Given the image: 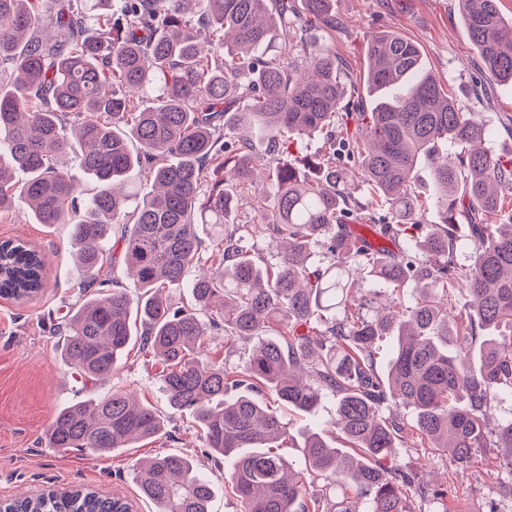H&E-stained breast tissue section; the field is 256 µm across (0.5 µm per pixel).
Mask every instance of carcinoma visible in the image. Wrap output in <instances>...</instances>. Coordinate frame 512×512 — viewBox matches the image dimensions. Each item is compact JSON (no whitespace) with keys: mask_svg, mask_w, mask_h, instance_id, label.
Listing matches in <instances>:
<instances>
[{"mask_svg":"<svg viewBox=\"0 0 512 512\" xmlns=\"http://www.w3.org/2000/svg\"><path fill=\"white\" fill-rule=\"evenodd\" d=\"M333 0H0V211L22 208L38 224H68L87 294L65 324L63 351L95 384L131 343L153 354L167 405L198 423L205 448L224 463L240 512H410L415 474L398 465L410 427L426 448L462 468L480 448H504L512 479V418L491 429L488 407L512 393V156L482 147L484 124L459 110L423 70L421 52L393 32L367 43L369 112L338 114L346 95L335 51L306 56L297 31L336 29ZM483 80L512 84V19L498 0H459ZM152 92L153 105L134 95ZM255 125V142L239 133ZM320 132L327 157L291 158L287 139ZM467 146L456 156L441 145ZM80 148L78 161L98 190L82 199L55 154ZM358 156L368 204L348 191L344 159ZM430 169L440 223L426 231L423 257L375 248L347 224L363 217L384 236L420 224L412 184ZM268 167L267 187L250 207L269 237L287 243L273 261L252 259L249 230L222 231L218 267L203 224H234L243 193ZM147 173L155 192L131 204L123 184ZM470 231L471 263H455L460 228ZM121 226L117 249L139 287L104 284L102 242ZM328 261L315 262L316 247ZM361 263L384 288L416 284L415 304L368 317L355 304ZM46 257L18 239L0 242V297L38 296ZM470 303L448 314L456 284ZM188 289V308L163 291ZM254 339L239 371L205 354L213 331ZM394 339L378 372L376 344ZM314 409L336 396L348 449L322 431L305 440L300 471L277 453L288 435L278 408L257 397ZM412 423L383 416L389 403ZM164 419L113 385L95 400L68 406L49 425L50 448L107 455L158 436ZM141 496L154 512H210L213 481L180 455L134 464ZM323 482V500L310 487ZM0 512H126L118 499L78 488L0 505Z\"/></svg>","mask_w":512,"mask_h":512,"instance_id":"1","label":"carcinoma"}]
</instances>
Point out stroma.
I'll use <instances>...</instances> for the list:
<instances>
[{"label": "stroma", "instance_id": "1", "mask_svg": "<svg viewBox=\"0 0 512 512\" xmlns=\"http://www.w3.org/2000/svg\"><path fill=\"white\" fill-rule=\"evenodd\" d=\"M333 7L335 29L314 26L301 38L310 54L334 48L343 62L347 99H354L355 88L365 84L368 35L395 31L418 46L423 68L453 94L461 111L473 113L486 125L488 147L512 151V84L475 89L480 61L457 0H334ZM0 238L25 240L48 260L47 286L40 295L20 303L0 298V500L33 497L47 488H89L126 498L136 512H148L131 472L133 461L178 454L193 459L217 487L212 512H239L237 498L225 487L223 471L208 459L192 418L170 412L158 368L140 345L119 358L112 382L158 409L165 420L163 432L107 457L47 448L45 434L55 414L103 392L74 374L63 352L61 329L83 297L84 271L71 256L69 225L35 223L23 209L1 211ZM335 409L329 394L310 414L281 409L288 428L283 455L302 465L306 432L323 427ZM500 455V449H482L479 465L462 472L448 453L421 447L415 433L404 434L400 463L423 482L412 493V512H512V482L500 476ZM436 488L445 490L443 501L433 500Z\"/></svg>", "mask_w": 512, "mask_h": 512}]
</instances>
